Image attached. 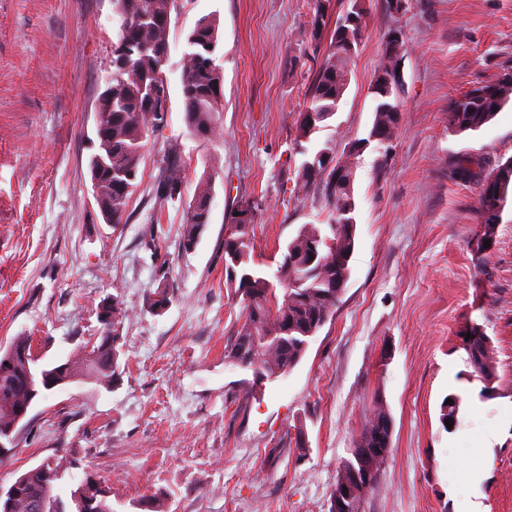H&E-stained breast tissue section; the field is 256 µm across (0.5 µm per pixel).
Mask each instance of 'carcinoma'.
<instances>
[{"label": "carcinoma", "mask_w": 512, "mask_h": 512, "mask_svg": "<svg viewBox=\"0 0 512 512\" xmlns=\"http://www.w3.org/2000/svg\"><path fill=\"white\" fill-rule=\"evenodd\" d=\"M112 5L118 19V40L112 54V84L107 91L106 109L101 112L108 135L97 140V149L89 159V172L102 214L116 225L121 223L137 186L144 141L165 127L164 116L170 110L164 55L169 49L176 0H112ZM353 16L358 18L360 14L348 9L337 19L329 53L308 89L309 106L300 114L294 143L297 153L304 156L296 188L303 194L314 186L321 189L331 212L328 229L319 224L302 225L285 243L276 269L270 274L251 262V202H242L233 222L226 225L225 287L242 297L245 313L236 335L224 350V358L252 371L256 383L274 381L301 362L311 339L327 323L340 299L336 283L350 278L355 235L342 220L351 218L355 211L353 183L336 180V151L331 143L311 152L305 142L320 123L335 114L347 88L348 63L356 53L357 27L351 24ZM217 47V19L204 16L187 36L180 71L185 123L195 135L208 140L222 134L215 118L224 82L223 70L216 64ZM388 76L383 63L372 85L375 107L371 127L387 135L400 120L398 104L387 92ZM511 100L512 66L506 65L496 80L450 103L448 125L459 133L478 131ZM448 173L454 181L480 186L483 235H494L501 213L512 198V157L489 169L485 158L463 154L449 161ZM183 184V168L176 152L170 150L161 162L155 182L156 196L163 201L179 199ZM213 193L211 178L200 179L182 226V246L186 251L195 248L210 223ZM109 312L112 322L101 324L98 336L62 363L64 369L59 373L58 383L91 377L106 389L112 387L121 368L122 329L128 318V309L120 296L109 299ZM469 334L471 338L465 348L468 363L484 383V391L491 393L496 379L491 340L479 325L472 326ZM10 350L15 353L12 366L6 372L0 370L1 437H10L16 430L18 408L46 391L45 380L33 368L28 337L17 336L7 349H0V363ZM386 416L388 413L381 405L373 410V417L357 442L362 452L352 453L343 464L347 471H374V480L358 489L351 512H365L369 494L378 485L385 455L375 449L381 444L377 424ZM110 496V487L105 482L87 475L69 489L62 512H113ZM52 497V478L36 475L21 489L10 512H43L44 504Z\"/></svg>", "instance_id": "carcinoma-1"}]
</instances>
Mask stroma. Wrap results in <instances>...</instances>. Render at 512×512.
<instances>
[{"label": "stroma", "mask_w": 512, "mask_h": 512, "mask_svg": "<svg viewBox=\"0 0 512 512\" xmlns=\"http://www.w3.org/2000/svg\"><path fill=\"white\" fill-rule=\"evenodd\" d=\"M362 43L335 115L308 143L337 152L368 137L371 87L386 35L403 34L401 122L391 152L368 147L354 181L356 246L331 319L287 376L254 383L224 359L244 317L224 286V232L241 200L259 201L261 266L301 225L325 224L318 188L296 194L293 150L307 90L348 0L313 29V0H176L164 71L171 110L145 142L121 224L107 223L88 170L99 100L112 77V0H0V346L29 337L38 365L65 362L96 335L102 301L129 310L112 388L74 382L32 406L0 455V485L68 452L104 480L114 512L156 496L166 512H328L336 475L376 405L394 428L366 512H512V204L478 249L479 188L448 177L454 156L512 157V102L458 133L449 103L512 63V0H363ZM219 25L221 138L191 134L179 73L186 36ZM176 146L181 199L159 203L160 161ZM211 177L210 222L180 245L197 183ZM170 301L152 306L158 291ZM492 340L494 394H484L460 336ZM460 397L452 429L446 396ZM496 439L483 454L473 440ZM305 453H298L297 433Z\"/></svg>", "instance_id": "stroma-1"}]
</instances>
